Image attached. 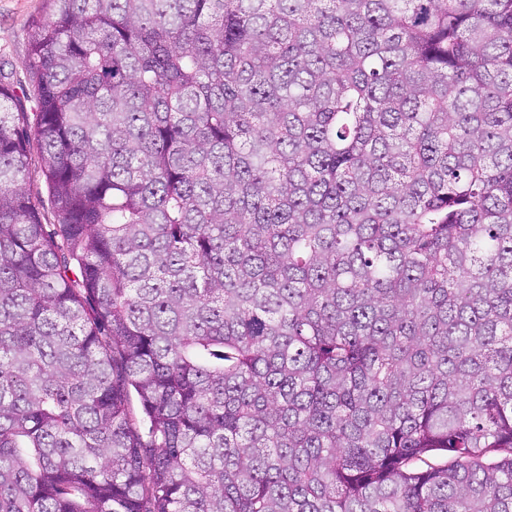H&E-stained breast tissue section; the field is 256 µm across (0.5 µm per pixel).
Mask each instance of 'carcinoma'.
I'll return each instance as SVG.
<instances>
[{
    "label": "carcinoma",
    "mask_w": 512,
    "mask_h": 512,
    "mask_svg": "<svg viewBox=\"0 0 512 512\" xmlns=\"http://www.w3.org/2000/svg\"><path fill=\"white\" fill-rule=\"evenodd\" d=\"M47 2L0 512H512V0ZM27 187L31 189L33 194L37 197V206L41 213L42 223L46 231H52L54 222V203L51 196L48 194L45 177L41 167L40 159L36 148L31 151V159L26 171Z\"/></svg>",
    "instance_id": "1"
}]
</instances>
